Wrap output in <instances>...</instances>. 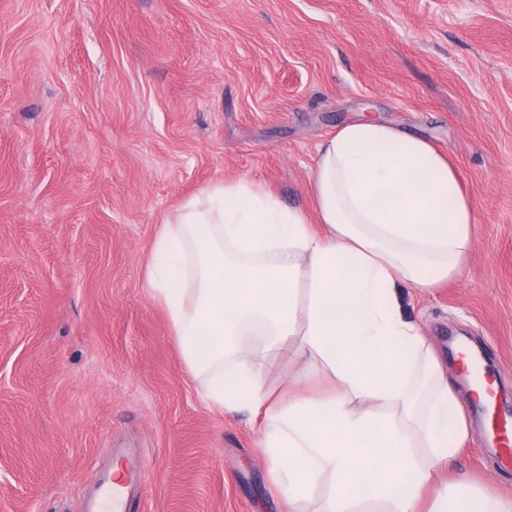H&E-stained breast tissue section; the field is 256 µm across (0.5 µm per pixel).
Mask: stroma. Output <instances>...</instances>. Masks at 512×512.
<instances>
[{
    "label": "stroma",
    "instance_id": "1",
    "mask_svg": "<svg viewBox=\"0 0 512 512\" xmlns=\"http://www.w3.org/2000/svg\"><path fill=\"white\" fill-rule=\"evenodd\" d=\"M363 116L447 153L471 203L461 273L399 298L466 408L449 469L512 495L452 356L512 406V0H0V512H84L138 457L136 512H286L145 272L216 183L311 208L318 145Z\"/></svg>",
    "mask_w": 512,
    "mask_h": 512
}]
</instances>
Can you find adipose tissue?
Segmentation results:
<instances>
[{"instance_id":"1","label":"adipose tissue","mask_w":512,"mask_h":512,"mask_svg":"<svg viewBox=\"0 0 512 512\" xmlns=\"http://www.w3.org/2000/svg\"><path fill=\"white\" fill-rule=\"evenodd\" d=\"M315 213L245 179L213 185L161 225L146 280L202 399L260 417L289 500L319 480L323 512H512V497L439 485L468 438L435 350L399 303L405 282L456 275L476 222L449 156L374 118L318 147ZM304 363L284 390L264 360Z\"/></svg>"}]
</instances>
